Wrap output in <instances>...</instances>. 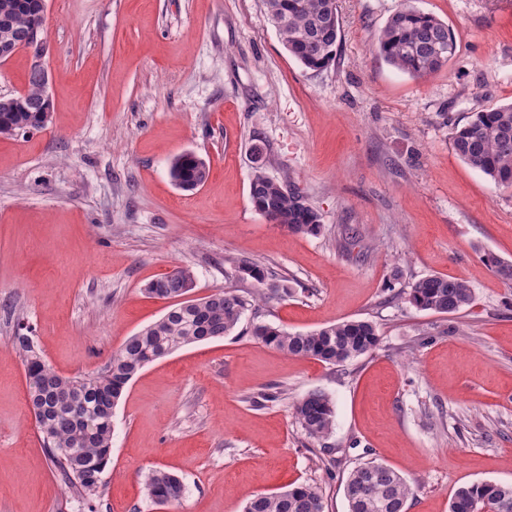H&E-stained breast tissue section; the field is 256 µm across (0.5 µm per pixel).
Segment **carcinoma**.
Segmentation results:
<instances>
[{
    "label": "carcinoma",
    "instance_id": "cac0c4a2",
    "mask_svg": "<svg viewBox=\"0 0 512 512\" xmlns=\"http://www.w3.org/2000/svg\"><path fill=\"white\" fill-rule=\"evenodd\" d=\"M265 8L285 48L303 66L322 70L335 60L341 42L336 0H265ZM5 20L10 22L12 37L20 42L34 13L21 0H0V23ZM455 48L448 25L414 7L413 0H404L389 17L376 44L380 57L411 76L439 71ZM27 89L20 100L0 99V127L24 133L39 129L37 114L47 102L40 97V77L33 70L28 74ZM453 147L471 168L497 185L511 186L512 103L475 113L455 130ZM169 175L178 188L191 191L208 181L210 169L202 158L185 152L172 161ZM249 196L256 211L278 215L282 224L295 233L320 231L321 216L301 191L288 181L267 176L261 164L254 167ZM485 261L503 279L512 280L511 262L492 254L486 255ZM238 272L259 284L267 277L262 266L247 260L240 261ZM192 284L191 271L179 268L150 282L147 292L181 297ZM276 297V292L247 297L226 290L182 302L129 337L104 369L80 377L59 374L36 350L28 334L14 336V347L25 367L28 408L65 486L75 489L89 505L99 497L102 476L111 460L112 407L141 369L183 346L230 334L250 302ZM406 298L419 310L453 314L468 306L473 295L464 281L430 275L414 282ZM252 337L288 356L314 358L333 366L369 354L379 344L372 322L353 319L295 333L271 324H256ZM293 416L308 437L326 438L334 427L333 400L321 390L312 391L294 403ZM144 493L152 504L176 505L184 497L185 485L178 476L155 469L145 478ZM408 494L403 477L373 461L354 467L345 481L349 512H405ZM244 512H324V502L317 488L297 484L255 496ZM448 512H512V484L480 482L461 486Z\"/></svg>",
    "mask_w": 512,
    "mask_h": 512
}]
</instances>
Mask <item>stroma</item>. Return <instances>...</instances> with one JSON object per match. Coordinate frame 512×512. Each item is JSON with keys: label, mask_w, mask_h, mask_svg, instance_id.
<instances>
[{"label": "stroma", "mask_w": 512, "mask_h": 512, "mask_svg": "<svg viewBox=\"0 0 512 512\" xmlns=\"http://www.w3.org/2000/svg\"><path fill=\"white\" fill-rule=\"evenodd\" d=\"M401 0H337L334 63L306 69L262 0H47L48 125L0 137V512H243L260 493L317 487L348 512L344 485L376 461L411 488L407 512H448L458 487L512 484V186L465 164L453 132L512 103V0H418L456 43L412 77L375 47ZM321 215L316 235L252 206V148ZM210 166L192 191L171 160ZM247 258L287 288L227 337L155 361L112 413V460L94 505L65 488L26 403L13 348L26 326L61 375L104 368L162 317L145 285L184 267L190 298L227 289ZM429 275L466 281L471 304L421 311L405 291ZM369 320L380 342L334 367L248 335L252 323L310 332ZM281 388L279 398L252 397ZM321 390L335 425L308 438L293 405ZM180 476L156 510L147 473ZM169 175L178 188L191 191L208 181L210 169L202 158L194 153L185 152L172 161Z\"/></svg>", "instance_id": "obj_1"}]
</instances>
